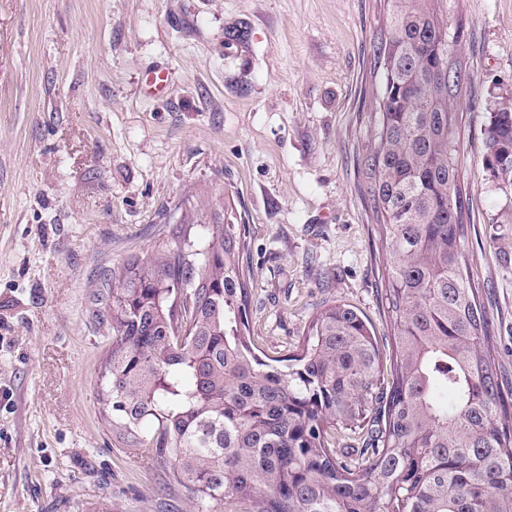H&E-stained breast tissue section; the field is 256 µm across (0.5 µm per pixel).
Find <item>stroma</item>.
I'll use <instances>...</instances> for the list:
<instances>
[{"label": "stroma", "mask_w": 512, "mask_h": 512, "mask_svg": "<svg viewBox=\"0 0 512 512\" xmlns=\"http://www.w3.org/2000/svg\"><path fill=\"white\" fill-rule=\"evenodd\" d=\"M385 21L386 0H0V512H183L95 392L102 277L171 246L185 195L242 217L262 352L288 357L340 300L391 356L362 172ZM448 31L468 74L452 105L464 247L512 368V184L485 135L512 92V0H448ZM153 68L169 73L158 98Z\"/></svg>", "instance_id": "1"}]
</instances>
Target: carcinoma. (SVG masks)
I'll return each mask as SVG.
<instances>
[{"mask_svg": "<svg viewBox=\"0 0 512 512\" xmlns=\"http://www.w3.org/2000/svg\"><path fill=\"white\" fill-rule=\"evenodd\" d=\"M384 75L363 175L388 248L391 380L364 315L316 310L287 369L249 331L233 207L186 197L174 237L104 277L108 355L97 400L112 436L183 489L190 512H512V385L464 253L465 74L448 0H387ZM487 161L512 182V96L493 97ZM211 223L198 252L186 225Z\"/></svg>", "mask_w": 512, "mask_h": 512, "instance_id": "carcinoma-1", "label": "carcinoma"}]
</instances>
